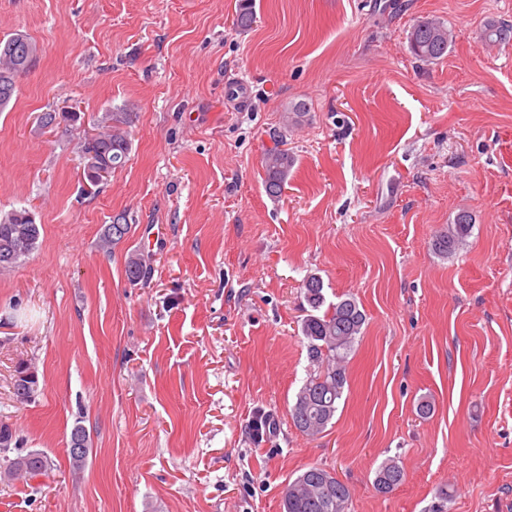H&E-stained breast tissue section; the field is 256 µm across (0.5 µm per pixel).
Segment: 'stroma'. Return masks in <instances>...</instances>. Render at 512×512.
Listing matches in <instances>:
<instances>
[{
    "mask_svg": "<svg viewBox=\"0 0 512 512\" xmlns=\"http://www.w3.org/2000/svg\"><path fill=\"white\" fill-rule=\"evenodd\" d=\"M254 10L242 31L238 0H0V39L40 48L0 112V215L42 226L0 273V424L51 460L0 482V512H282L313 465L348 483L351 512H432L448 488L450 512H512V43L481 38L512 0ZM423 18L454 34L428 65L407 39ZM299 100L305 122L284 128ZM107 111L128 113L131 150L92 186L81 146ZM273 148L296 160L277 198ZM462 211L471 234L441 256ZM120 212L130 233L101 248ZM135 251L154 258L144 285L125 277ZM312 274L367 317L315 438L288 413ZM22 364L38 378L24 402ZM394 456L406 479L377 493ZM471 228V216L466 212L459 213L454 220L453 226L436 236V239L433 241L434 249L446 256L455 253L465 244ZM90 448V434L85 426L78 421L71 429L68 442V454L74 469H81L86 465Z\"/></svg>",
    "mask_w": 512,
    "mask_h": 512,
    "instance_id": "stroma-1",
    "label": "stroma"
}]
</instances>
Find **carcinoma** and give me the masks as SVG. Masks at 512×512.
<instances>
[{"label":"carcinoma","mask_w":512,"mask_h":512,"mask_svg":"<svg viewBox=\"0 0 512 512\" xmlns=\"http://www.w3.org/2000/svg\"><path fill=\"white\" fill-rule=\"evenodd\" d=\"M255 21L251 0H240L237 26L246 30ZM486 41L507 44L512 41V24L490 22L483 31ZM453 32L445 24L422 19L414 24L409 33L411 53L424 63L439 61L448 55L453 43ZM309 112L308 104L300 100L292 103L283 115L284 128L295 127L304 122ZM127 124L122 113H105L97 119L102 128L95 140L101 152L112 163V169L122 167L130 151ZM294 165V157L286 150H270L264 157L265 189L269 196L282 194L288 174ZM28 210H12L0 216V270L10 268L20 257L32 251L40 237V225L26 220ZM472 228L471 216L459 213L453 226L441 232L433 241L434 249L443 255L456 252L462 247ZM131 230L123 214L112 218L102 236V245L110 248L120 244ZM152 275L149 258L133 253L125 265V276L133 285L146 284ZM301 294L309 307L302 320L301 331L308 340L307 353L310 365L314 366L305 382L296 392L290 415L294 426L309 437L326 431L343 400L347 386L348 356L354 350L366 321V314L356 299L348 296L335 302L327 299L322 279L310 275L302 283ZM37 386V377L27 368L18 371L14 382V395L26 400L32 397ZM91 439L88 430L76 422L70 432L68 454L72 467L81 469L86 465ZM50 467L47 456L32 450L19 454L0 469V482L8 483L21 474L36 478ZM406 473L395 457L385 459L375 472L373 487L380 494H388L405 481ZM351 490L336 473L322 467L312 466L288 482L283 491V512H350Z\"/></svg>","instance_id":"1"}]
</instances>
